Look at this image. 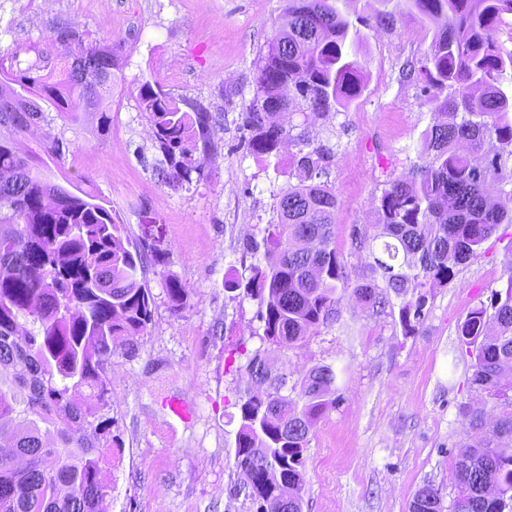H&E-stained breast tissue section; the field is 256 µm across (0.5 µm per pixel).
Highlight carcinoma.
<instances>
[{
    "label": "carcinoma",
    "mask_w": 512,
    "mask_h": 512,
    "mask_svg": "<svg viewBox=\"0 0 512 512\" xmlns=\"http://www.w3.org/2000/svg\"><path fill=\"white\" fill-rule=\"evenodd\" d=\"M340 0H288L256 64L255 90L244 112L247 152L265 163L284 143L297 148L296 166L276 198L277 223L245 248L252 258L244 287L258 300L263 340L290 348L335 319L349 288L336 253V193L323 180L333 157L285 114L303 118L338 113L364 89L363 68L353 57L362 36L340 9ZM429 22H451L435 32L424 61L410 72L433 106L410 172L392 180L377 198L383 239L369 251L379 276L353 289L359 301L385 307L401 299L404 335L425 318L428 289L448 283L454 268L475 256L512 207L492 195L512 197V0H412ZM35 58L20 60V53ZM112 40L59 22L40 43L0 54V91L19 88L34 112H1L0 129L19 137L47 121L44 106L76 123L80 113L112 122L109 99L116 83ZM149 113L155 148L153 169L176 188L200 173L195 152L211 136L210 112L196 103L182 109L159 83L139 88ZM69 150L58 137L40 151H21L0 136V512H107L112 492L104 467L112 455V421L103 418L110 382L105 367L114 347L132 351L152 318V296L143 282L144 249L130 247L126 225L109 201L69 191L48 179V161ZM173 311L186 291L167 279ZM33 328H26V323ZM460 344L474 347L472 385L497 402L492 437L459 448L450 512H512V275L495 294L493 314L471 310L457 327ZM266 386L240 398L234 465L242 489L257 507L280 512L276 489L301 496L304 452L316 423L333 406L342 370L317 365L300 382L299 398L283 394L282 376L271 378L256 351L238 366ZM468 427H484V411L465 405ZM266 453L258 456L256 449ZM274 472L279 484L269 481ZM410 512H445L439 489L425 484Z\"/></svg>",
    "instance_id": "1"
}]
</instances>
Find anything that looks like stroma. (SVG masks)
Instances as JSON below:
<instances>
[{"mask_svg": "<svg viewBox=\"0 0 512 512\" xmlns=\"http://www.w3.org/2000/svg\"><path fill=\"white\" fill-rule=\"evenodd\" d=\"M287 6L288 0H54L44 10L40 0H0L2 51L43 40L60 19L94 38L119 37L110 129L91 119L56 118L18 139L28 150L62 138L69 152L51 165L52 180L67 177L111 201L131 242L158 258L146 270L152 322L135 355L116 348L106 366L112 392L102 415L117 438L108 512H255L235 492L233 462L238 401L250 386L238 367L258 350L286 378L284 392L293 398L312 366L345 368L336 406L304 453V512H409L427 482L451 501L459 446L484 436L459 412L484 396L471 383L474 358L459 345L457 327L512 278V224L501 225L447 285L431 291L426 317L410 336L399 324V299L376 310L348 291L336 321L280 349L262 339L256 300L225 286L249 277L243 246L248 234L276 222L275 196L287 187L293 163L285 152L278 167L264 165L240 141L256 62ZM346 10L353 18L381 11L396 17L394 27L361 30L357 59L366 88L321 126L299 114L292 121L334 149L327 181L338 200L336 252L355 286L371 273L350 233L371 231L377 197L408 173L432 121L419 84L401 80L400 71L423 60L433 26L409 0H348ZM147 81L177 100L202 101L216 119L209 149L196 153L201 177L176 189L153 174L159 153L138 100ZM171 277L186 290L177 315L165 291ZM171 399L192 406L190 419L170 412Z\"/></svg>", "mask_w": 512, "mask_h": 512, "instance_id": "1", "label": "stroma"}]
</instances>
